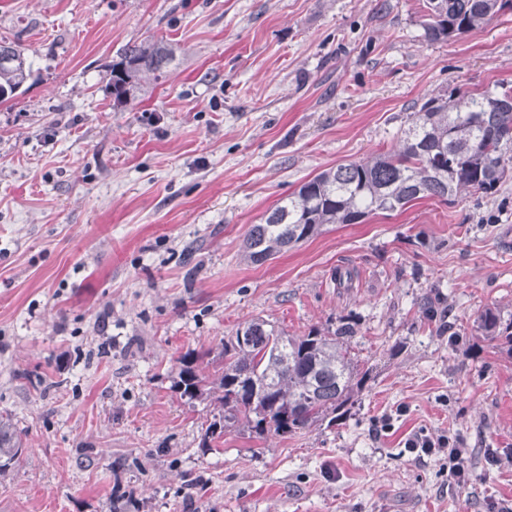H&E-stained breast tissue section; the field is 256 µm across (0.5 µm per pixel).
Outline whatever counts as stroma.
<instances>
[{
  "label": "stroma",
  "mask_w": 512,
  "mask_h": 512,
  "mask_svg": "<svg viewBox=\"0 0 512 512\" xmlns=\"http://www.w3.org/2000/svg\"><path fill=\"white\" fill-rule=\"evenodd\" d=\"M422 6L0 0V40L32 64L0 103V413L25 444L0 512H108L119 487L128 512L512 503V347L473 325L512 314V175L241 258L268 209L392 148L427 98L512 86V10L430 42ZM153 40L176 49L165 79L113 109L117 51ZM344 317L372 373L343 417L201 450L215 409L174 389L182 355L255 318L300 336ZM415 434L461 439L469 484Z\"/></svg>",
  "instance_id": "stroma-1"
}]
</instances>
